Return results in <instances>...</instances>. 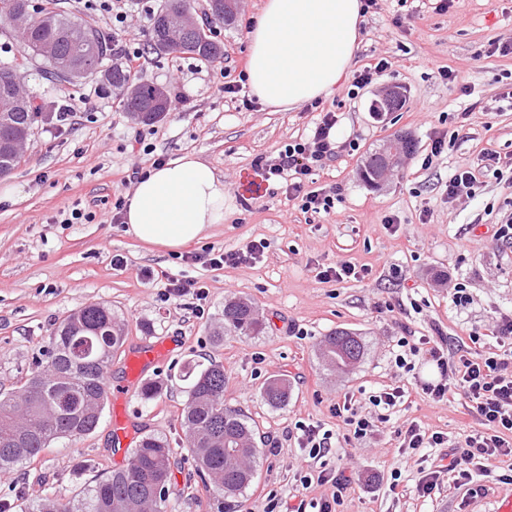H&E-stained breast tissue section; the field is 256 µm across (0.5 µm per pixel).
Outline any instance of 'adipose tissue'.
Returning a JSON list of instances; mask_svg holds the SVG:
<instances>
[{
	"label": "adipose tissue",
	"instance_id": "adipose-tissue-1",
	"mask_svg": "<svg viewBox=\"0 0 512 512\" xmlns=\"http://www.w3.org/2000/svg\"><path fill=\"white\" fill-rule=\"evenodd\" d=\"M361 0H263L246 30L248 86L265 107L288 110L329 95L359 48ZM225 186L186 154L150 170L126 197L128 233L175 252L224 221Z\"/></svg>",
	"mask_w": 512,
	"mask_h": 512
}]
</instances>
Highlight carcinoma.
<instances>
[{"label":"carcinoma","instance_id":"obj_1","mask_svg":"<svg viewBox=\"0 0 512 512\" xmlns=\"http://www.w3.org/2000/svg\"><path fill=\"white\" fill-rule=\"evenodd\" d=\"M31 0H0V21L11 23L23 15L26 26L18 37L30 54L52 68L54 78L65 81L74 70L103 68L112 52L110 38L95 25L71 19L53 7L30 12ZM173 2L163 4L152 17L147 46L163 54L167 14ZM51 44L54 55L42 53ZM181 54L209 64L224 60V48L200 30L188 36ZM22 68L0 66V171H13L22 151L14 143L29 138L43 108L17 87L11 73ZM105 69V68H103ZM105 85H135L122 100L123 111L139 114L145 124L162 120L168 96L153 84L139 81L128 69H105ZM383 162L376 149L364 160L360 175L372 184ZM224 331L260 336L266 323L254 303L245 297L224 300ZM120 320L106 304L93 303L70 314L50 336L42 358L21 385L0 391V475L37 457L56 439H79L98 427L107 399L103 388L112 358L124 346ZM365 348L359 337L338 329L325 337L321 358L332 371L345 372L359 363ZM189 381L183 410L185 450L205 492L224 500H237L254 484L257 464L265 454L258 426L250 417L224 405V365L193 363L184 373ZM272 408H283L292 397L286 375H273L261 388ZM174 449L158 434L139 437L129 450L127 464L106 477H97L69 499L36 497L23 503L21 512H167L168 499H156L155 486H170Z\"/></svg>","mask_w":512,"mask_h":512}]
</instances>
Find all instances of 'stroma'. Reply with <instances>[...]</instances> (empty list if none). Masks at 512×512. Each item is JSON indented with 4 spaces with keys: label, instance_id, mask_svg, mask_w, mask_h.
<instances>
[{
    "label": "stroma",
    "instance_id": "obj_1",
    "mask_svg": "<svg viewBox=\"0 0 512 512\" xmlns=\"http://www.w3.org/2000/svg\"><path fill=\"white\" fill-rule=\"evenodd\" d=\"M261 2L240 0L234 23L213 27L212 37L224 46L216 66L186 54L150 52L131 64L113 50L108 64L130 67L140 81L181 93L178 107L154 124L123 112L115 92L103 90L101 76L55 80L42 60L28 58L10 26L0 24V63L23 64L27 94L49 110L65 104L76 110L66 128L53 120L36 124L8 177L19 192L0 198V388L25 380L59 322L91 303L111 306L126 325L128 343L165 338L172 346L148 375L162 384L156 397L145 401L133 393L118 403L107 400L93 433L58 440L0 478V501L10 502V512L38 495L71 497L94 476L122 467L135 441L114 436L119 414L133 421L136 435L166 436L177 449L169 512H217L201 483L186 479L181 371L193 361L221 362L225 405L242 410L262 436L282 443L280 454L264 456L243 512H262L267 497L286 499L300 490L308 452L288 437L297 424L335 429L332 404L349 395L365 414L372 410L369 396L389 385L407 388L408 399L388 422L326 459L327 469L344 468L353 480L341 512H492L499 477L512 472V461L492 460L481 478L482 494L443 484L431 497H419L415 486L422 472L445 464L447 451L399 454L397 427L414 420L454 443L478 424L457 403L436 404L422 394L418 383L430 379L428 366L417 365L410 374L395 364L404 336L452 341L476 332L485 335L486 350H497L495 325L512 315V244L496 242L490 233L512 218V182L481 163L489 149L512 156V55L487 53L491 43L512 40V0H455L445 11L436 10L435 0H379L361 25L349 77L321 100L320 109L334 110L338 118L337 142L355 139L360 147L352 153L342 148L317 171L316 187L340 188L341 200L330 213L312 215L284 190L265 185L248 197L240 190L242 175H253L258 158L308 135L320 111L304 104L244 112L234 95L224 93V82L237 81L247 66L245 32ZM382 57L389 68L358 97H349L352 75ZM444 69L458 75V84L441 78ZM387 85L400 87L405 103L374 115L369 106ZM396 134L412 136L415 151L386 184L367 185L359 175L363 160ZM439 138L444 147L435 156L431 147ZM188 153L216 169L227 197L223 224L195 250L262 239L268 247L259 262L221 270L189 264L110 223L113 202L131 190L123 179L133 164L147 168L155 157L172 161ZM461 168L474 170L478 189L473 199L452 202L448 179ZM75 208L88 220L68 223ZM390 218L398 231L386 229ZM116 255L125 266H113ZM343 262L360 268V276L321 278V271ZM436 272L444 282L433 281ZM171 277L206 283L204 316L193 313L191 297L162 301ZM458 288L465 290L467 305L455 301ZM233 295L254 303L270 324L265 335L212 336L225 298ZM292 323L304 338L289 333ZM339 328L366 344L363 361L344 376L329 374L318 358L325 336ZM280 373L287 374L293 395L288 406L274 409L262 401L260 388Z\"/></svg>",
    "mask_w": 512,
    "mask_h": 512
}]
</instances>
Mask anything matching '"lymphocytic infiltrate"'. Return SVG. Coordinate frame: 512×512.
<instances>
[{"label":"lymphocytic infiltrate","mask_w":512,"mask_h":512,"mask_svg":"<svg viewBox=\"0 0 512 512\" xmlns=\"http://www.w3.org/2000/svg\"><path fill=\"white\" fill-rule=\"evenodd\" d=\"M84 5L98 10L111 25L113 34L124 40L131 61L142 58L143 52L127 24L131 10L129 0H84ZM336 124L335 112L324 111L307 138L284 144L274 158L257 160L267 179L284 185L287 197L297 200L303 212H330L339 199L336 190L311 187L315 172L336 156ZM266 247L265 241L252 240L228 251H189L182 259L220 269L227 265L256 263ZM480 342V336L471 333L459 338L455 351L450 352L443 338L430 345L422 339L415 341L404 337L400 340L402 351L395 356L397 367L411 372L416 363L432 365L437 377L422 383V393L436 403L463 400L479 424L462 445L448 446V463L443 470L421 476L416 485L419 496H431L443 475L448 476L453 485L479 493L474 475L483 470L485 462L512 457V348L500 353H480L476 350ZM333 411L342 423V433H333L318 424L299 426L296 440L299 447L307 449L310 459L317 461L326 457L335 449L337 439L363 438L375 426L374 416L359 414L351 398L334 403ZM300 482L303 495L290 500L269 497L264 512H336L350 487L349 476L340 470H322L313 477L305 475ZM315 484L330 485V495L319 499L307 497V490Z\"/></svg>","instance_id":"obj_1"}]
</instances>
